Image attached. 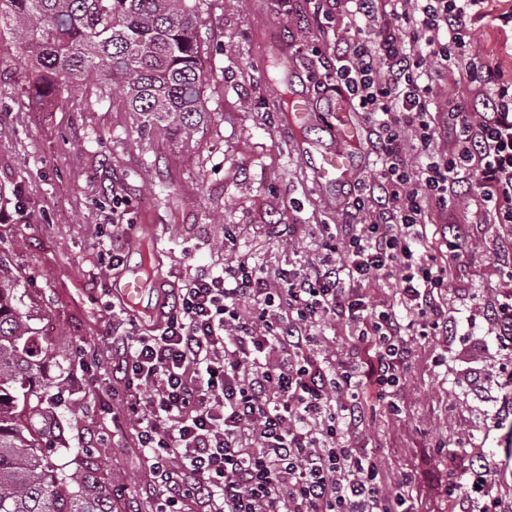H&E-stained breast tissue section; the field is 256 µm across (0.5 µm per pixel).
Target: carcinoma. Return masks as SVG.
<instances>
[{
  "label": "carcinoma",
  "instance_id": "carcinoma-1",
  "mask_svg": "<svg viewBox=\"0 0 512 512\" xmlns=\"http://www.w3.org/2000/svg\"><path fill=\"white\" fill-rule=\"evenodd\" d=\"M210 0H0L29 61L24 97L56 102L82 88L92 112H136L141 131L188 139L207 118L200 31ZM45 348L31 324L20 271L0 255V512H115L105 482L69 449L40 379Z\"/></svg>",
  "mask_w": 512,
  "mask_h": 512
}]
</instances>
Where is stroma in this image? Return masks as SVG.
Listing matches in <instances>:
<instances>
[{
	"label": "stroma",
	"mask_w": 512,
	"mask_h": 512,
	"mask_svg": "<svg viewBox=\"0 0 512 512\" xmlns=\"http://www.w3.org/2000/svg\"><path fill=\"white\" fill-rule=\"evenodd\" d=\"M201 35L209 115L182 140L141 135L134 112L83 111L78 91L46 108H22L10 91L29 62L11 31L0 30V207L24 210L0 222V254L21 273L35 326L53 334L43 379L72 423L71 449H90L116 512L153 510L140 492L152 479L149 464L114 417L123 397L112 374L119 272L140 268L145 242L154 243V279L138 311L146 318L179 280L203 270L246 258L272 276L320 262L326 226L350 223L357 182L375 174L363 142L352 151L348 180L322 188L296 150L300 141L313 150L332 141L315 121L290 125L283 92L306 93L317 112L336 102L307 80L316 63L303 47L319 36L309 0H214ZM472 49L512 68V29L483 25ZM116 195L126 208H113ZM469 219L472 239L448 287L456 335L412 339L402 414L376 408L359 439L389 476L412 474L418 512H448L447 454L466 466L462 438L491 460L494 492L512 486V460L493 426L500 368L512 365V351L498 348L499 327L483 312L512 265V226ZM116 255L117 272L109 266ZM439 443L447 453H436Z\"/></svg>",
	"instance_id": "35a3bbf8"
}]
</instances>
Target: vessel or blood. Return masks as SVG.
Returning a JSON list of instances; mask_svg holds the SVG:
<instances>
[{
    "mask_svg": "<svg viewBox=\"0 0 512 512\" xmlns=\"http://www.w3.org/2000/svg\"><path fill=\"white\" fill-rule=\"evenodd\" d=\"M331 133L332 147L320 151L314 162L316 180L331 186L344 182L352 167V157L345 151L348 143L358 142L361 138V125L355 112L348 104L341 103L335 109L317 115Z\"/></svg>",
    "mask_w": 512,
    "mask_h": 512,
    "instance_id": "1",
    "label": "vessel or blood"
}]
</instances>
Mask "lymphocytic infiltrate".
Here are the masks:
<instances>
[{"label":"lymphocytic infiltrate","mask_w":512,"mask_h":512,"mask_svg":"<svg viewBox=\"0 0 512 512\" xmlns=\"http://www.w3.org/2000/svg\"><path fill=\"white\" fill-rule=\"evenodd\" d=\"M312 2L320 29L343 17L349 34L311 46L322 67L308 79L370 118L378 176L326 234L324 263L280 271L282 287L244 258L182 280L152 327L115 313L121 430L150 462L155 512H416L412 475L387 481L358 443L368 399L391 401L410 336L452 330L443 297L471 234L449 201L512 224V73L467 51L486 0ZM396 274L397 296L370 299ZM329 320L361 359L328 350ZM494 474L472 452L449 501L512 512L490 493Z\"/></svg>","instance_id":"lymphocytic-infiltrate-1"}]
</instances>
